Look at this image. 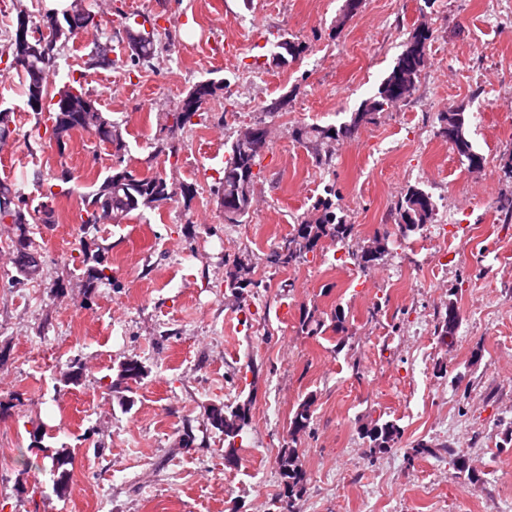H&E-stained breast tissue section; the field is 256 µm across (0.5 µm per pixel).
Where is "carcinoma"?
Instances as JSON below:
<instances>
[{
    "mask_svg": "<svg viewBox=\"0 0 512 512\" xmlns=\"http://www.w3.org/2000/svg\"><path fill=\"white\" fill-rule=\"evenodd\" d=\"M95 9L87 8L82 18L70 19L68 9L61 11L46 9L35 21L29 14L22 0L16 3V22L10 38L5 45H0V57L7 56L20 64L23 74L24 95L26 105L35 118V129H40L43 111L36 110L32 101L39 99L48 109V120L51 121V137L59 150H64L72 133L84 131L94 136L98 142L114 148L116 161L107 174L100 180L87 187L80 193L81 213L80 224L83 233L97 228L101 224H121L132 213H143L155 210L161 205L176 200L177 197H192V189L184 184L176 185L160 175L140 176L123 165L120 153L126 148L121 124L112 116L101 111L97 102L84 89L81 81L72 79L57 92L59 100L48 93L47 75L55 70L56 61L61 48L71 40L81 38L93 30L98 32L101 25L92 22ZM151 22L146 17L143 22L123 25L127 41L129 64L134 69L150 66L154 59L156 48L153 33L146 30L145 24ZM49 35L45 48V57L24 60L26 47L37 42V37L43 35V30ZM430 30L413 31L402 53L397 57L391 71L380 83L376 93L364 100L359 109L352 113L350 120L338 126L301 125L293 129L292 135L298 142L310 144L318 148L325 139L350 138L356 134L362 123L368 121L371 110L382 111L401 102L407 101L416 90L422 72L429 63L428 45L431 41ZM224 90V81L209 79L197 83L187 96L180 101V107L173 112L165 113V118L173 119V125L183 127L192 123L199 115L204 105ZM468 116L465 108L455 112L441 114L440 134L443 137L453 135L452 149L461 160L470 164L474 161H485L478 153L466 135ZM264 150L250 140L236 134L231 143L229 159L224 166V176L216 190V195L224 199L237 213L235 223L239 224L249 217L253 206L254 184L261 171V159ZM336 192L329 190L327 196L315 203V209L321 215L315 221H303L293 228L290 240L298 241L300 253L295 256L283 255L273 258L268 255L267 262L281 267H290L306 259L307 255L315 252L319 242L329 237L338 243L347 245L354 237V225L347 222L342 215L341 207L333 197ZM398 226L400 229L412 230L430 222L434 214L432 195L419 186L409 187L401 196L396 208ZM55 223V211L43 202L34 209L28 208L25 197L16 188V184L0 181V226L9 229L14 240L25 245L30 239L29 226L32 224ZM387 238L378 241L377 254L368 259L364 258L361 249L351 250L348 256L360 271L366 272L376 265L385 252ZM84 266L83 287L91 292L96 284L108 280L110 267L104 263L101 250L89 251L87 246L81 248ZM253 267L241 261H233V270L227 272L225 286L231 290L257 288L260 283L251 278ZM458 308L454 302H448V309L443 318L440 333L452 336L458 326ZM144 367L136 360L129 359L118 366L117 381L124 385V390L132 391L126 385L128 377H143ZM311 402L299 405L290 422L291 443H297L299 437L310 427ZM249 416L247 404L236 406H212L207 411L209 424L224 434L227 447L224 454L236 457V438L246 433L249 423L241 420ZM362 438L367 440L369 452L387 453L397 447L402 432L400 427L391 420L380 418L371 420L362 427ZM50 471L53 476V491L63 497L70 491L71 472L74 464L73 452L69 448H56L49 455ZM280 476V491L278 500L293 503L301 496L307 484V474L300 463L294 448H288L278 457Z\"/></svg>",
    "mask_w": 512,
    "mask_h": 512,
    "instance_id": "carcinoma-1",
    "label": "carcinoma"
}]
</instances>
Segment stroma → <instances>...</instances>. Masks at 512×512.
I'll list each match as a JSON object with an SVG mask.
<instances>
[{
	"instance_id": "obj_1",
	"label": "stroma",
	"mask_w": 512,
	"mask_h": 512,
	"mask_svg": "<svg viewBox=\"0 0 512 512\" xmlns=\"http://www.w3.org/2000/svg\"><path fill=\"white\" fill-rule=\"evenodd\" d=\"M344 5L112 0L102 21L111 63L85 70L84 88L121 123L128 168L195 194L88 234L79 194L107 173L112 148L83 131L62 152L46 138L29 144L22 76L0 63V107L14 112L0 179L35 207L39 180L74 175L73 193L51 201L56 223L30 227L38 279L10 286L15 270L0 263V512H271L278 454L307 399L311 430L297 448L308 483L296 512H512V220L494 209L512 189V0H363L351 15ZM125 15L158 22V56L133 76ZM422 20L432 39L414 94L318 164L293 129L348 121ZM283 35L304 50L278 66ZM207 79L224 91L168 139L160 114ZM275 101L283 109L267 114ZM458 106L481 115L467 134L482 172L439 134L440 112ZM259 120L273 130L261 205L229 224L214 190L239 127ZM413 185L437 207L430 224L403 233L396 205ZM329 188L356 242L387 234L375 267L359 271L327 239L297 265L268 263ZM84 243L103 248L112 269L89 294L79 287ZM238 258L263 282L240 301L224 286ZM451 303L461 320L445 340L437 327ZM307 311L324 323L318 335L301 330ZM336 315L344 332L332 328ZM76 358L82 377L65 383ZM127 358L147 374L124 407L113 383ZM243 403L252 421L229 467L206 412ZM378 417L400 426L398 449L369 452L360 431ZM39 429L44 445L74 453L65 498L48 469L23 465ZM421 440L435 455L407 459ZM452 448L468 450L475 480L456 476Z\"/></svg>"
}]
</instances>
